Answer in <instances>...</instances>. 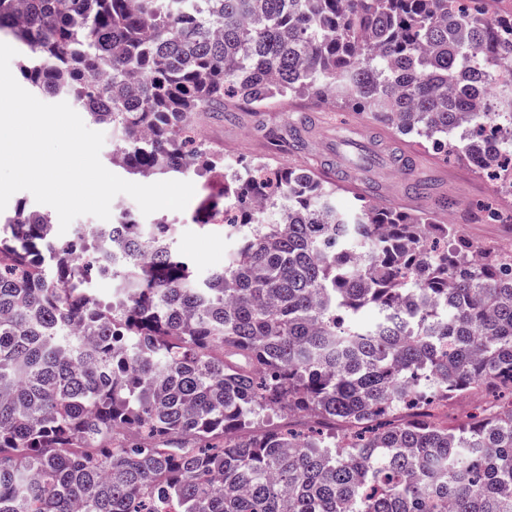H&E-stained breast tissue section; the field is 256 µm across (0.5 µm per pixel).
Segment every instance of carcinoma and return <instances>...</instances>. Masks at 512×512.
Listing matches in <instances>:
<instances>
[{
  "label": "carcinoma",
  "mask_w": 512,
  "mask_h": 512,
  "mask_svg": "<svg viewBox=\"0 0 512 512\" xmlns=\"http://www.w3.org/2000/svg\"><path fill=\"white\" fill-rule=\"evenodd\" d=\"M32 89L132 175L208 173L205 277L122 217L0 225V512H512V248L263 161L193 116L342 100L512 197V13L459 0H0ZM511 91L493 104L490 88ZM112 281L103 303L92 287ZM509 399L453 426L434 407ZM319 429H261L270 416Z\"/></svg>",
  "instance_id": "1"
}]
</instances>
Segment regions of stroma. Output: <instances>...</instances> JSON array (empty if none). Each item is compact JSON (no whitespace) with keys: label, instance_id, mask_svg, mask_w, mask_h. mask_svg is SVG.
<instances>
[{"label":"stroma","instance_id":"35a3bbf8","mask_svg":"<svg viewBox=\"0 0 512 512\" xmlns=\"http://www.w3.org/2000/svg\"><path fill=\"white\" fill-rule=\"evenodd\" d=\"M310 117L301 145H277L276 136L285 132L297 116ZM207 143L224 154L225 166L241 160L259 159L272 166L306 168L319 177H332L336 198L348 203L356 194H372L378 204L405 213H428L437 223L455 224L464 238L485 245L512 246V198L498 195L492 183L472 163L444 159L425 150L393 127L372 119L370 114L340 105L312 108L304 99L255 110L229 102L224 114L203 116L195 121ZM364 145L375 161L354 168L341 139ZM427 182L425 190L412 191L413 181ZM195 194L185 211L160 210L143 215L132 198H125V213L144 225L173 224L177 227L176 250L189 259L200 275L221 269L234 241L223 228L204 231L189 220L208 193L206 178L192 176ZM448 198L449 207L437 201Z\"/></svg>","mask_w":512,"mask_h":512}]
</instances>
